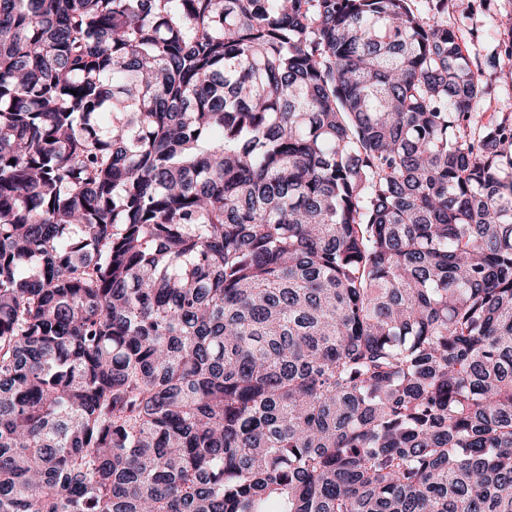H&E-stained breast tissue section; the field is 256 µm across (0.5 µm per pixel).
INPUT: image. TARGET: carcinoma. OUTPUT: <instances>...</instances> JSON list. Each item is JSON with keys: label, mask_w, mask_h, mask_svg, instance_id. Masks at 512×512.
Wrapping results in <instances>:
<instances>
[{"label": "carcinoma", "mask_w": 512, "mask_h": 512, "mask_svg": "<svg viewBox=\"0 0 512 512\" xmlns=\"http://www.w3.org/2000/svg\"><path fill=\"white\" fill-rule=\"evenodd\" d=\"M488 94L413 0H0V512H512Z\"/></svg>", "instance_id": "cac0c4a2"}]
</instances>
